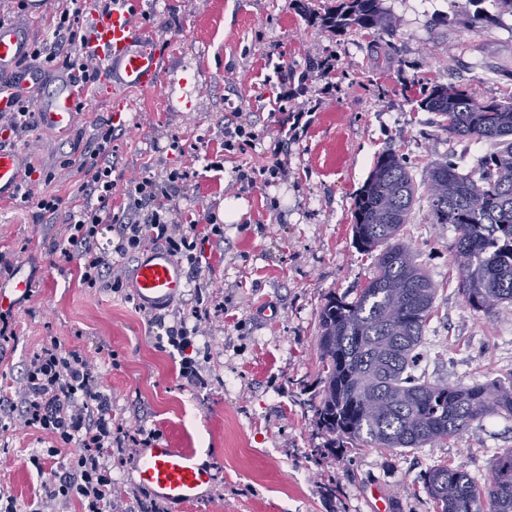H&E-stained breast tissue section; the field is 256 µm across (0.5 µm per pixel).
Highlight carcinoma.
<instances>
[{"mask_svg":"<svg viewBox=\"0 0 512 512\" xmlns=\"http://www.w3.org/2000/svg\"><path fill=\"white\" fill-rule=\"evenodd\" d=\"M326 28L375 31L392 27L381 0H338L319 16ZM421 104L440 117L450 138H475L494 149L474 179L450 155L430 164L427 191L437 224H451L458 288L488 317L512 307V102L484 101L467 86L426 89ZM415 196L409 163L397 152L378 156L355 203V243L386 248L372 278L353 298L330 296L319 312L322 397L317 421L336 451L357 443L422 448L456 437L492 414L512 415V384L467 387L417 374L419 348L437 287L405 244L397 241ZM496 400L489 403L485 393ZM436 512H512V449L496 456L476 482L460 468L436 465L422 476Z\"/></svg>","mask_w":512,"mask_h":512,"instance_id":"1","label":"carcinoma"}]
</instances>
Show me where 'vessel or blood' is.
I'll list each match as a JSON object with an SVG mask.
<instances>
[{"instance_id": "1", "label": "vessel or blood", "mask_w": 512, "mask_h": 512, "mask_svg": "<svg viewBox=\"0 0 512 512\" xmlns=\"http://www.w3.org/2000/svg\"><path fill=\"white\" fill-rule=\"evenodd\" d=\"M135 11L136 0H114L109 11L92 15L85 49L99 60L102 78L115 92H149L161 85L159 36L136 27ZM29 47L24 32L0 26V113L14 111L18 100L43 81L40 73L20 69ZM81 100L79 88L68 76H54L50 92L35 105L39 125L67 136L77 122ZM23 167L21 153L0 149V200L15 194ZM185 287L180 265L166 251L150 252L136 268L134 289L145 307L164 308L181 296ZM135 473L138 484L175 505L179 512L201 504L214 481L211 469L196 463L192 452L160 440L139 453Z\"/></svg>"}]
</instances>
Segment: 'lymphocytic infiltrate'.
<instances>
[{"label":"lymphocytic infiltrate","mask_w":512,"mask_h":512,"mask_svg":"<svg viewBox=\"0 0 512 512\" xmlns=\"http://www.w3.org/2000/svg\"><path fill=\"white\" fill-rule=\"evenodd\" d=\"M52 36L34 42L29 58L43 67H62L83 88L100 80L98 66L84 53L86 34L78 13L55 8ZM116 128L111 121L96 123L95 132L80 160L67 157L63 166L76 167L82 204L64 209L56 195H35L31 186L18 188L22 203H35V219L47 224L61 219L59 237L51 243L53 252L81 260V281L87 287L109 283L123 286L121 275L112 268L113 258H135L145 240L163 245L177 262L186 264L192 282H199L205 271V249L224 240L217 224H185L172 207L188 173L170 172L165 179L141 175L117 184L113 177L112 142ZM122 188L125 204L120 214L104 220L112 191ZM111 229L117 238L111 251L101 250L98 236ZM209 319L203 294H196L190 312L173 325L153 315L148 322L161 328L166 343L180 357L179 376L187 384L201 386L205 380L194 358L195 339ZM49 434L54 444L45 454L31 456L37 473L43 474L38 500L32 512H42L52 503L77 504L81 512H112V453L132 447H148L155 432L129 433L112 412V398L103 386L99 364L85 351L62 348L48 340L20 372L14 390L0 392V422ZM68 450L66 464L56 465L61 450Z\"/></svg>","instance_id":"lymphocytic-infiltrate-1"}]
</instances>
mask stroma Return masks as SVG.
<instances>
[{"label": "stroma", "instance_id": "stroma-1", "mask_svg": "<svg viewBox=\"0 0 512 512\" xmlns=\"http://www.w3.org/2000/svg\"><path fill=\"white\" fill-rule=\"evenodd\" d=\"M327 0H140L139 26L161 33L162 83L130 92L113 143L117 170L189 176L174 201L200 223L224 227L209 257L210 330L197 340L207 386L178 376L179 356L156 345L139 309L135 263L119 261L121 291L88 288L79 262L48 252L54 224L32 219L34 204L0 202V253H21L16 269L30 293L13 308L17 336L0 355L10 384L53 336L102 364L103 384L128 430L145 428L175 448L204 452L215 475L208 502L193 512H435L420 482L436 464L476 481L496 454L512 448V416L493 414L456 438L422 448L372 446L324 451L316 422L321 389L316 351L319 311L331 295L363 288L375 256L353 240L354 203L378 154L412 165L417 192L399 240L438 288L425 329L419 373L466 387L512 383V315L476 312L458 291L452 225L435 223L424 186L427 165L455 155L478 174L488 142L448 138L421 109L425 84L469 85L478 98H512V13L494 0H381L394 27L381 41L334 31L319 21ZM190 97L184 109L181 97ZM68 137L42 128L13 142L34 175H51L46 194L75 203L79 157L95 123L110 118L113 94L97 85ZM242 113L258 134L247 154L224 150V117ZM306 128L285 132L289 116ZM287 141V179L237 191V167L272 164ZM240 204V220L224 218ZM51 438L0 428V488L29 512L41 479L30 463Z\"/></svg>", "mask_w": 512, "mask_h": 512}]
</instances>
